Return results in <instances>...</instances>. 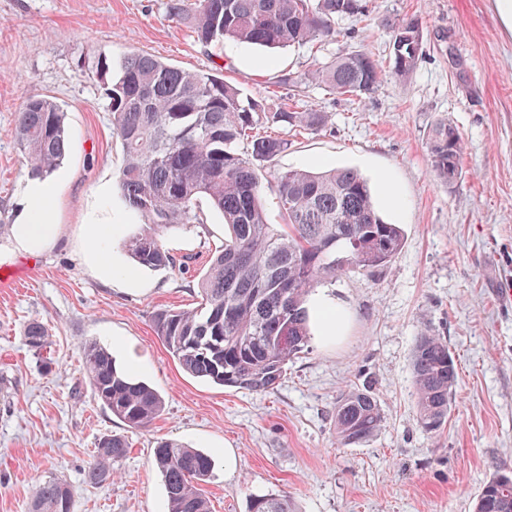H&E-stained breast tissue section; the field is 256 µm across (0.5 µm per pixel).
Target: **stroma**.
<instances>
[{"mask_svg":"<svg viewBox=\"0 0 512 512\" xmlns=\"http://www.w3.org/2000/svg\"><path fill=\"white\" fill-rule=\"evenodd\" d=\"M166 0H0V222L16 224L30 181L15 136L31 98L63 109L68 154L47 179L45 205L60 229L31 253L0 236V265L26 262V277L0 287V512H30L37 482L74 486L72 512H168L151 465L158 441L176 440L216 461L206 485L211 512H247L254 495H287L292 512H473L483 485L512 471V33L494 0H366L363 17L336 22L335 38L301 48L262 50L231 40L206 49L173 21ZM418 19L423 54L413 74L392 72L391 34L382 19ZM363 51L386 75L364 97L331 95L312 85L281 84L337 56ZM141 52L173 66L224 76L267 111L319 105L330 125L295 132L268 173L356 168L376 209L400 225L404 240L388 267L351 272L318 285L313 296L337 300L340 341L311 326L307 350L266 393L189 378L155 335L152 316L191 309L197 279L224 219L201 201L200 225L172 232L189 273L134 267L124 238L140 224L117 175L123 162L103 96L106 76ZM441 120L465 142L463 177L437 179L427 133ZM111 225L100 247L110 275L92 265L87 242ZM32 319L49 330L50 365L27 346ZM445 339L458 367L455 401L440 435L418 422L411 359L419 336ZM97 341L119 366L161 392L162 414L145 429L128 428L94 398L82 347ZM372 383L384 414L379 433L359 446L338 444L332 413L342 393ZM127 436L117 475L88 486L83 469L106 433Z\"/></svg>","mask_w":512,"mask_h":512,"instance_id":"1","label":"stroma"}]
</instances>
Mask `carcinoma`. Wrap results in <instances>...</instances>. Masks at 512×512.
<instances>
[{
    "mask_svg": "<svg viewBox=\"0 0 512 512\" xmlns=\"http://www.w3.org/2000/svg\"><path fill=\"white\" fill-rule=\"evenodd\" d=\"M168 16L204 47L226 39L257 48L301 46L331 38L336 18L363 12L362 0H167ZM391 30L393 73L407 79L422 55L417 19L382 20ZM382 67L354 51L306 73L288 74L291 87L314 83L331 95L362 96L382 82ZM112 131L124 153L117 186L142 220L124 248L140 267L190 269L192 257L176 259L165 246L167 232L203 223L197 201L204 197L224 218L229 235L212 253L198 278L201 307L160 309L156 336L189 377L220 387L266 393L276 387L288 363L308 347L311 290L346 272H374L401 251L402 229L384 221L367 180L354 168L322 172L294 169L273 174L271 188L284 223L270 224L263 203L264 164L288 150V140L263 135L267 124L318 131L331 113L316 105L301 111L267 112L262 103L223 78L185 71L150 55L132 53L119 77L104 83ZM16 137L31 176L45 179L68 152L65 112L48 98L28 100L18 113ZM426 145L434 175L452 185L463 174V138L441 120ZM38 355L49 348L39 320L25 327ZM412 383L419 424L428 434L446 425L457 383V364L448 344L426 332L416 342ZM83 371L97 401L127 427L146 428L160 415L164 397L116 364L95 341L83 345ZM343 446L371 440L384 415L374 393L353 389L336 401L332 415ZM124 435L105 434L83 483L114 477L127 454ZM168 512H210L204 486L212 456L175 440L153 448ZM75 490L58 478L36 484L31 512H71ZM248 512H290L288 496L250 498ZM475 512H512V484L499 476L480 491Z\"/></svg>",
    "mask_w": 512,
    "mask_h": 512,
    "instance_id": "cac0c4a2",
    "label": "carcinoma"
}]
</instances>
